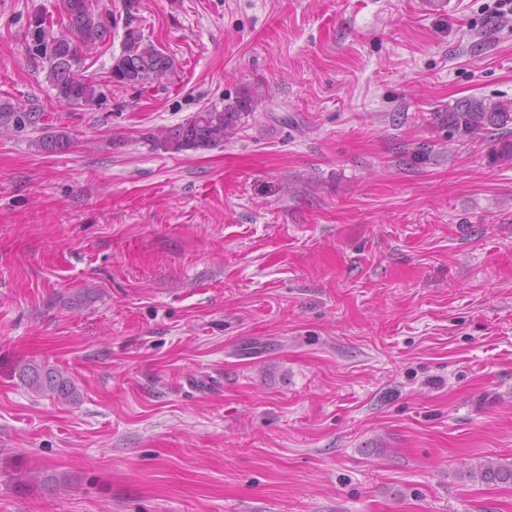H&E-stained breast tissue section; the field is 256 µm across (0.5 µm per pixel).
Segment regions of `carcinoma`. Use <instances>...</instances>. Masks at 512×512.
Listing matches in <instances>:
<instances>
[{
  "label": "carcinoma",
  "instance_id": "cac0c4a2",
  "mask_svg": "<svg viewBox=\"0 0 512 512\" xmlns=\"http://www.w3.org/2000/svg\"><path fill=\"white\" fill-rule=\"evenodd\" d=\"M61 6L59 17L48 22L47 28L36 31L34 42L27 44V62L32 68L46 72L58 103L72 108L93 106L102 97L100 85L84 75L81 68L104 46L111 27L103 14L87 7V0H62ZM124 29L123 50L112 57L109 71L112 85L143 90L169 82L177 70L174 57L144 38L129 9ZM257 97L258 90L248 88L221 106L203 108L186 122L162 129L153 137V145L166 153L219 147L234 139L242 129ZM44 117L45 114L35 107L18 109L8 102L0 103V133L5 135L13 129L30 127L42 131L33 141L38 153L66 152L72 144L70 135L49 130ZM432 120L447 136L465 142L496 137V160L512 164V101L469 97L448 105L445 112L432 113ZM18 376L20 382L38 396L63 403L79 399L75 381L52 365L29 360L19 366ZM467 476L485 483L512 485V463L487 458L472 466Z\"/></svg>",
  "mask_w": 512,
  "mask_h": 512
}]
</instances>
